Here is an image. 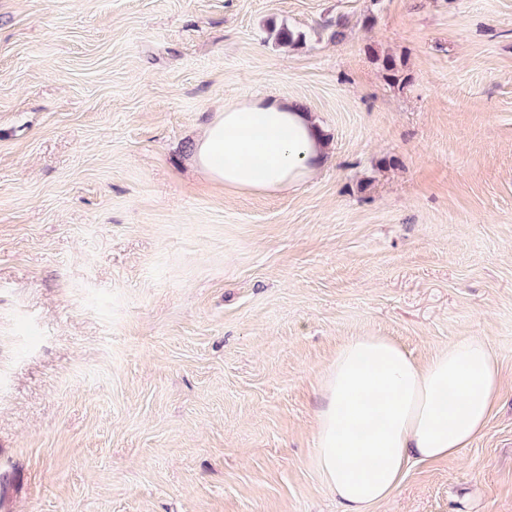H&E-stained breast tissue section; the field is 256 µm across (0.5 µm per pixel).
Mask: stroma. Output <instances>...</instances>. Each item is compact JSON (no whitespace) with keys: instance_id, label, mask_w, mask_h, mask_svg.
<instances>
[{"instance_id":"35a3bbf8","label":"stroma","mask_w":512,"mask_h":512,"mask_svg":"<svg viewBox=\"0 0 512 512\" xmlns=\"http://www.w3.org/2000/svg\"><path fill=\"white\" fill-rule=\"evenodd\" d=\"M265 93L332 160L227 192L194 142ZM363 335L504 379L376 512H512V0H0V512H341L315 416Z\"/></svg>"}]
</instances>
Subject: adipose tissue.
<instances>
[{
    "instance_id": "obj_1",
    "label": "adipose tissue",
    "mask_w": 512,
    "mask_h": 512,
    "mask_svg": "<svg viewBox=\"0 0 512 512\" xmlns=\"http://www.w3.org/2000/svg\"><path fill=\"white\" fill-rule=\"evenodd\" d=\"M319 122L299 101L250 95L225 104L197 138L193 164L225 190L273 195L327 165ZM499 359L468 337L420 364L386 336H355L322 379L316 464L343 512H373L411 464L460 453L498 407Z\"/></svg>"
}]
</instances>
